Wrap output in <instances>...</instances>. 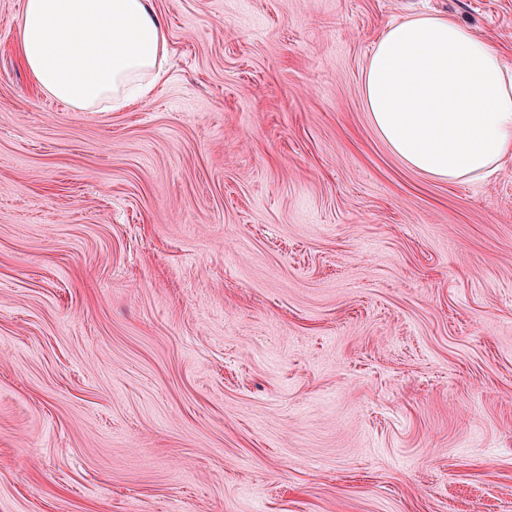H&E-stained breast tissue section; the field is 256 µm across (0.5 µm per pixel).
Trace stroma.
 <instances>
[{"instance_id": "stroma-1", "label": "stroma", "mask_w": 512, "mask_h": 512, "mask_svg": "<svg viewBox=\"0 0 512 512\" xmlns=\"http://www.w3.org/2000/svg\"><path fill=\"white\" fill-rule=\"evenodd\" d=\"M0 0V512H512V162L403 166L361 76L512 0H153L164 84L73 112Z\"/></svg>"}]
</instances>
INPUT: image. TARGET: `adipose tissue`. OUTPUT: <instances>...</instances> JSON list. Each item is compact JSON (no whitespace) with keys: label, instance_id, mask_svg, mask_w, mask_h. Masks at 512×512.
Wrapping results in <instances>:
<instances>
[{"label":"adipose tissue","instance_id":"adipose-tissue-1","mask_svg":"<svg viewBox=\"0 0 512 512\" xmlns=\"http://www.w3.org/2000/svg\"><path fill=\"white\" fill-rule=\"evenodd\" d=\"M17 43L40 89L75 112L128 108L167 75L152 0H24ZM362 97L381 140L412 171L468 183L512 158V68L453 18L388 25Z\"/></svg>","mask_w":512,"mask_h":512}]
</instances>
